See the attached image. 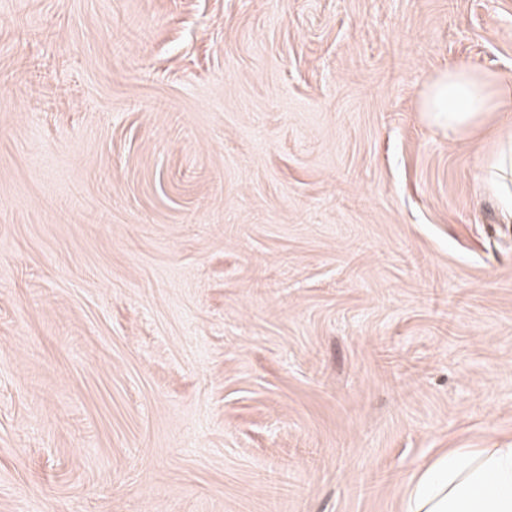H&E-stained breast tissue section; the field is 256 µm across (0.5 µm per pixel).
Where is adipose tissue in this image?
<instances>
[{
  "label": "adipose tissue",
  "mask_w": 512,
  "mask_h": 512,
  "mask_svg": "<svg viewBox=\"0 0 512 512\" xmlns=\"http://www.w3.org/2000/svg\"><path fill=\"white\" fill-rule=\"evenodd\" d=\"M423 107L451 135L470 138L494 112L502 113L495 153L481 177L512 213V81L464 64L450 66L431 85ZM404 512H512V445L451 448L408 485Z\"/></svg>",
  "instance_id": "ef3b65f1"
}]
</instances>
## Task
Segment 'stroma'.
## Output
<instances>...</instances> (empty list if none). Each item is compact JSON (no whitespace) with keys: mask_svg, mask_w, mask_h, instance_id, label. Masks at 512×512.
<instances>
[{"mask_svg":"<svg viewBox=\"0 0 512 512\" xmlns=\"http://www.w3.org/2000/svg\"><path fill=\"white\" fill-rule=\"evenodd\" d=\"M457 63L512 0H0V512H402L511 445Z\"/></svg>","mask_w":512,"mask_h":512,"instance_id":"1","label":"stroma"}]
</instances>
